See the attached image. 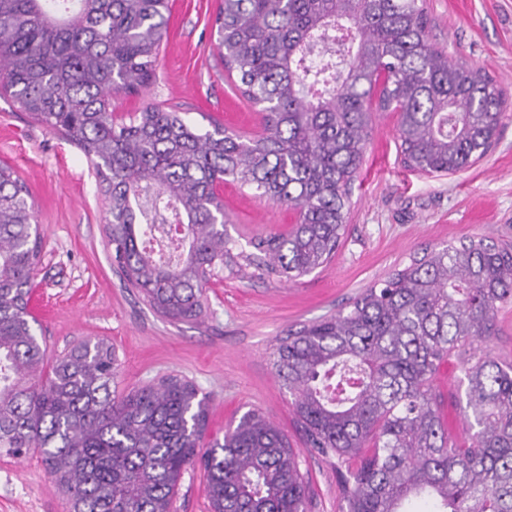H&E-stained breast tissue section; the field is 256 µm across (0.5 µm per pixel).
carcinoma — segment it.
<instances>
[{"label": "carcinoma", "mask_w": 512, "mask_h": 512, "mask_svg": "<svg viewBox=\"0 0 512 512\" xmlns=\"http://www.w3.org/2000/svg\"><path fill=\"white\" fill-rule=\"evenodd\" d=\"M168 11V0H0V88L94 165L112 259L171 321L198 320L204 279L231 262L214 223L224 181L297 209L291 232L255 245L257 269L291 280L335 256L375 113L397 114L403 163L429 175L483 159L506 118L495 80L429 41L424 0H220L224 70L261 106L262 132H203L153 102L117 116L112 98L154 76ZM28 197L1 165L0 456L39 449L71 512H172L182 472L198 467L212 512H307L298 454L258 410L203 449L208 408L195 385L168 376L118 392L104 338L43 375L29 312L42 239ZM168 228L177 255L156 258L148 246ZM511 303L512 244L469 236L279 341L273 367L306 447L347 463L348 512H512V364L481 347ZM452 357L466 448L433 384Z\"/></svg>", "instance_id": "carcinoma-1"}]
</instances>
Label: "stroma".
<instances>
[{
  "mask_svg": "<svg viewBox=\"0 0 512 512\" xmlns=\"http://www.w3.org/2000/svg\"><path fill=\"white\" fill-rule=\"evenodd\" d=\"M171 15L154 77L138 96H118L115 112L152 101L186 113L201 128L216 120L246 134L261 132L256 107L236 90L214 46L218 0H169ZM429 39L450 60L486 71L512 98V0H426ZM397 116L377 117L350 200L348 226L335 257L293 282L221 269L204 288L201 320L172 322L126 287L105 234L107 205L96 171L68 139L36 123L0 97V162L30 190L44 231L31 284L30 310L48 358L85 340L108 339L118 355L119 387L160 377L192 381L209 398L207 438L223 437L244 412L260 410L299 451L309 481V512H346L340 462L304 447V439L273 368L278 340L348 309L365 288L409 263L423 249L466 236L512 241V119L481 161L453 175L405 168L397 150ZM230 223L233 252L253 240L291 230L295 211L256 198L227 182L218 189ZM462 366L451 360L434 385L444 398L449 431L466 440ZM207 477L184 471L172 512H210ZM0 512H69L39 453L0 456Z\"/></svg>",
  "mask_w": 512,
  "mask_h": 512,
  "instance_id": "1",
  "label": "stroma"
}]
</instances>
